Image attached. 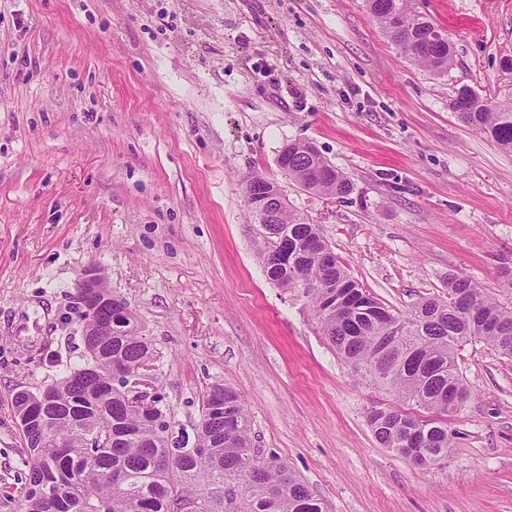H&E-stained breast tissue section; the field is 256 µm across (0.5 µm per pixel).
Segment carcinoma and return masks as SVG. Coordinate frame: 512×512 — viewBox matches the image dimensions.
<instances>
[{
	"instance_id": "1",
	"label": "carcinoma",
	"mask_w": 512,
	"mask_h": 512,
	"mask_svg": "<svg viewBox=\"0 0 512 512\" xmlns=\"http://www.w3.org/2000/svg\"><path fill=\"white\" fill-rule=\"evenodd\" d=\"M367 9L389 40L433 75L448 73L454 51L448 36L418 13L412 0H366ZM449 107L466 127L512 152V100L492 103L469 86L455 90ZM318 156L304 142L288 143V180L328 198L347 195L350 182L332 168L313 174ZM273 244L285 235L298 245L295 261L283 268L274 248L259 253L269 280L298 287V278L316 281L306 289L323 334L360 380L411 403L423 413L372 407L368 424L385 448L412 455L418 466L446 458L452 447L448 414L452 401L465 404L470 392L459 370L464 348L477 341L512 358V303L506 305L471 280L448 276L447 292L399 314L371 294L334 253L320 224L294 210L265 225ZM129 317L115 323L112 338L46 388L48 405L23 395L14 412L39 420L26 431L29 475L24 512H181V492L199 493L194 512H327L301 478L284 462L262 456L241 395L214 384L203 397L195 426L194 452L172 440L173 425L157 400L128 393L112 383V369L124 373L154 363L156 351L141 335L127 301L112 295ZM87 438L74 435L75 426Z\"/></svg>"
}]
</instances>
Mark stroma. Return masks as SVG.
<instances>
[{"mask_svg":"<svg viewBox=\"0 0 512 512\" xmlns=\"http://www.w3.org/2000/svg\"><path fill=\"white\" fill-rule=\"evenodd\" d=\"M456 64L438 77L391 44L364 0H0V512L27 454L12 398L83 349L76 281L100 267L158 351L148 398L194 436L206 387L241 394L264 455L329 512H512V359L476 343L446 459L375 439L359 380L303 289L258 258L245 179L282 180L349 273L408 312L449 275L512 278V152L449 108L467 85L512 97V0H413ZM314 144L341 199L283 180Z\"/></svg>","mask_w":512,"mask_h":512,"instance_id":"1","label":"stroma"}]
</instances>
